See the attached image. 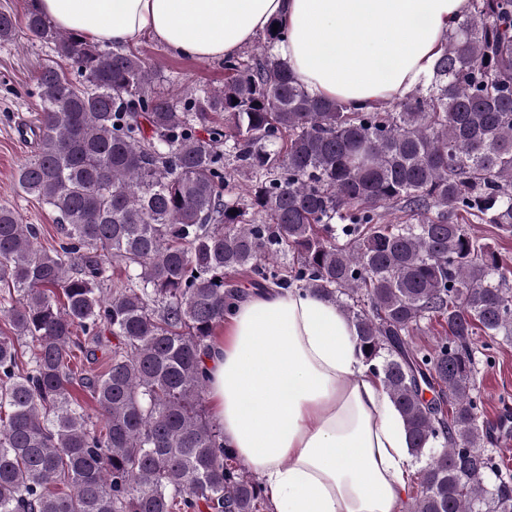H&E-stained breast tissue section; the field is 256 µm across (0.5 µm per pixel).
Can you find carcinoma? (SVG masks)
Listing matches in <instances>:
<instances>
[{
    "instance_id": "1",
    "label": "carcinoma",
    "mask_w": 512,
    "mask_h": 512,
    "mask_svg": "<svg viewBox=\"0 0 512 512\" xmlns=\"http://www.w3.org/2000/svg\"><path fill=\"white\" fill-rule=\"evenodd\" d=\"M24 24L56 60L32 90L17 184L60 238L44 247L0 207V512H260L202 367L247 295L240 274L352 319L426 457L413 512H512V474L482 448L474 351L477 336L512 340V266L466 228L512 234V0H469L429 79L370 110L310 96L272 31L224 61L223 87L182 100L151 91L156 69L133 50L36 12ZM16 30L0 12V42ZM112 265L124 278L105 301ZM433 319L442 332L417 346ZM102 348L101 369H78Z\"/></svg>"
}]
</instances>
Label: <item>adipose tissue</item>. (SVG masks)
Masks as SVG:
<instances>
[{
	"mask_svg": "<svg viewBox=\"0 0 512 512\" xmlns=\"http://www.w3.org/2000/svg\"><path fill=\"white\" fill-rule=\"evenodd\" d=\"M63 31L114 48L148 36L200 60L279 27L273 53L317 97L392 102L426 78L469 0H28ZM204 358L224 446L274 512H405L401 415L344 312L303 288L250 291Z\"/></svg>",
	"mask_w": 512,
	"mask_h": 512,
	"instance_id": "1",
	"label": "adipose tissue"
}]
</instances>
